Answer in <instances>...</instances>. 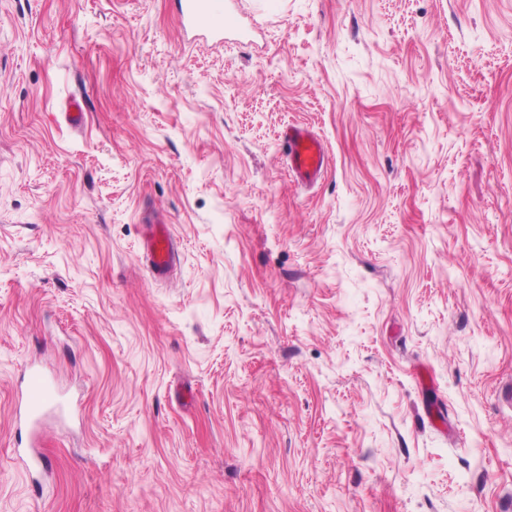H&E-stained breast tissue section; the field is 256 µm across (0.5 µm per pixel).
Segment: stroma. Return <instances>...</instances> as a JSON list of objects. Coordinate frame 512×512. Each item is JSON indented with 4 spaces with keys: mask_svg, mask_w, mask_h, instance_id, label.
I'll return each instance as SVG.
<instances>
[{
    "mask_svg": "<svg viewBox=\"0 0 512 512\" xmlns=\"http://www.w3.org/2000/svg\"><path fill=\"white\" fill-rule=\"evenodd\" d=\"M233 7L0 0V512H512V0ZM30 365L76 406L37 487ZM228 0H175L184 36L192 44L200 38L224 44V36L244 37ZM282 156L290 174L305 185L316 184L327 169L323 139L310 127L289 124L280 133ZM140 250L150 279L155 282L169 279L178 260L170 224H145Z\"/></svg>",
    "mask_w": 512,
    "mask_h": 512,
    "instance_id": "stroma-1",
    "label": "stroma"
}]
</instances>
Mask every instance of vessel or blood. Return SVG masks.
Here are the masks:
<instances>
[{"mask_svg":"<svg viewBox=\"0 0 512 512\" xmlns=\"http://www.w3.org/2000/svg\"><path fill=\"white\" fill-rule=\"evenodd\" d=\"M181 27L187 42L204 38L223 43L225 36H244L227 0H175ZM282 156L290 174L305 185L316 184L327 169L323 139L310 127L287 125L280 133ZM141 252L151 280L169 279L178 260L172 228L167 224H149L141 241ZM56 403L53 382L39 369H31L23 416L31 426H39L47 411Z\"/></svg>","mask_w":512,"mask_h":512,"instance_id":"vessel-or-blood-1","label":"vessel or blood"}]
</instances>
